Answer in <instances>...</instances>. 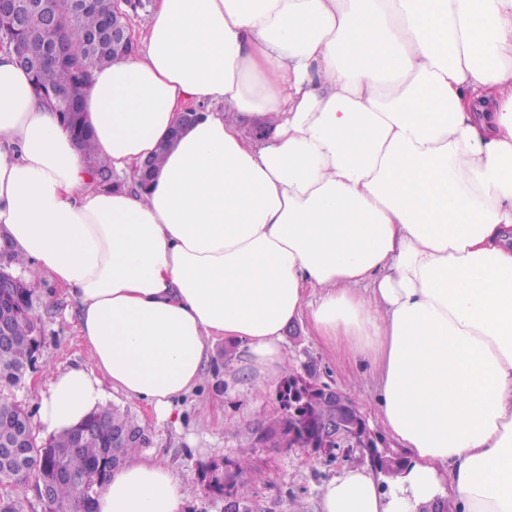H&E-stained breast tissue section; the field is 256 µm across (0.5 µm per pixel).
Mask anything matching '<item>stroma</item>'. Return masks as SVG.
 Returning a JSON list of instances; mask_svg holds the SVG:
<instances>
[{
  "instance_id": "stroma-1",
  "label": "stroma",
  "mask_w": 512,
  "mask_h": 512,
  "mask_svg": "<svg viewBox=\"0 0 512 512\" xmlns=\"http://www.w3.org/2000/svg\"><path fill=\"white\" fill-rule=\"evenodd\" d=\"M24 280L32 294L39 347L24 384L8 395L33 414L48 370L87 367L91 360L78 329L76 301L45 274L28 273ZM227 346L224 339L214 343L202 386L178 401L172 418L158 420L147 404L118 392L107 404L131 410L146 428L150 444L138 451V458L164 457L181 477V512H225L231 499L237 500L241 512H289L295 500L306 512H317L322 486L345 465H369L368 456L355 452L346 457L336 449L311 453L261 440L268 420L281 413V383L260 382L258 372L241 358L234 371H225ZM284 349L295 374L315 373L319 382L343 391L363 416L378 448L399 452L379 415L368 366L330 349L299 323L287 327ZM244 456L251 467L238 478L233 496H226L214 483V471L233 468Z\"/></svg>"
}]
</instances>
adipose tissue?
Returning <instances> with one entry per match:
<instances>
[{"mask_svg": "<svg viewBox=\"0 0 512 512\" xmlns=\"http://www.w3.org/2000/svg\"><path fill=\"white\" fill-rule=\"evenodd\" d=\"M145 50L95 67L83 120L137 171L187 103L211 112L147 189L98 188L29 73L0 51V238L79 303L92 368L51 372L38 421L109 391L168 418L214 340L266 380L283 331L374 371L407 471L350 466L319 512H512V0H156ZM159 460L94 512H179Z\"/></svg>", "mask_w": 512, "mask_h": 512, "instance_id": "1", "label": "adipose tissue"}]
</instances>
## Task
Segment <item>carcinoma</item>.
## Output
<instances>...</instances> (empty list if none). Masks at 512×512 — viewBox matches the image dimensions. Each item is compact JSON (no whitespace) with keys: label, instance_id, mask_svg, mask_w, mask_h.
Wrapping results in <instances>:
<instances>
[{"label":"carcinoma","instance_id":"1","mask_svg":"<svg viewBox=\"0 0 512 512\" xmlns=\"http://www.w3.org/2000/svg\"><path fill=\"white\" fill-rule=\"evenodd\" d=\"M60 22L59 33L65 41L66 61L49 65L32 72L36 90L47 99L57 102L55 111L64 127L69 129L85 147L92 163V175L97 186L110 189L117 185L113 180L112 166L98 157L91 145L90 133L81 124V106L72 103L66 94L76 82L77 73L90 75V69L117 63L126 58L125 51L112 44V0H54ZM5 28L0 26V31ZM11 41L30 43L33 53H39L41 44L30 39V32L23 26L5 29ZM8 310L15 315L12 344L0 349V389L18 386L25 371L34 360L36 348L33 334L37 329L32 311L30 290L12 296L0 297V312ZM107 432L91 435L81 440L65 433L50 437L37 444L30 416L15 403L0 398V442L21 439L25 443V461L20 464L7 459L0 447V485H21L30 478L36 485L53 480L52 495L44 503V512L67 509L69 512H87L97 488L114 469L128 462L137 449L149 444L147 434L137 438L138 448L118 439V435L141 430L136 416L129 410L114 407L107 410ZM295 426V421L283 414L270 421L265 438L281 437ZM0 512H26L23 497L19 494L0 497Z\"/></svg>","mask_w":512,"mask_h":512}]
</instances>
